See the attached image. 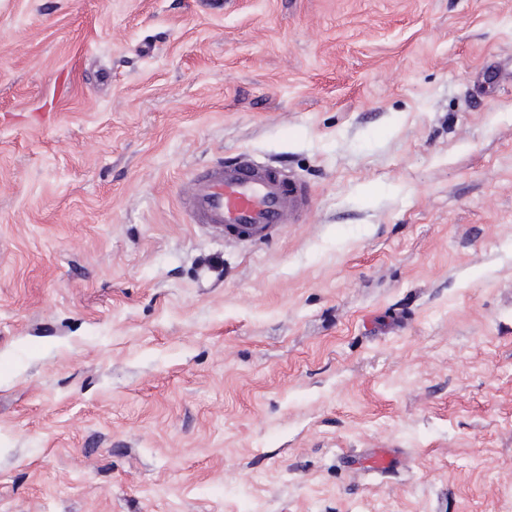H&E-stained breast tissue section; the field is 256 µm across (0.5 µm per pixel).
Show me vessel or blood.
Wrapping results in <instances>:
<instances>
[{"mask_svg": "<svg viewBox=\"0 0 512 512\" xmlns=\"http://www.w3.org/2000/svg\"><path fill=\"white\" fill-rule=\"evenodd\" d=\"M309 202L304 184L250 153L206 167L181 198L192 223L241 240L264 239L278 227L296 223Z\"/></svg>", "mask_w": 512, "mask_h": 512, "instance_id": "obj_1", "label": "vessel or blood"}]
</instances>
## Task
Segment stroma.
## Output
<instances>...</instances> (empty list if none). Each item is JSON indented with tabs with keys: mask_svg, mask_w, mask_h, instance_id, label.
Segmentation results:
<instances>
[{
	"mask_svg": "<svg viewBox=\"0 0 512 512\" xmlns=\"http://www.w3.org/2000/svg\"><path fill=\"white\" fill-rule=\"evenodd\" d=\"M0 512H512V0H0ZM309 202L304 184L290 182L284 170L251 153L206 167L181 198L192 223L240 240L264 239L284 224H295Z\"/></svg>",
	"mask_w": 512,
	"mask_h": 512,
	"instance_id": "35a3bbf8",
	"label": "stroma"
}]
</instances>
